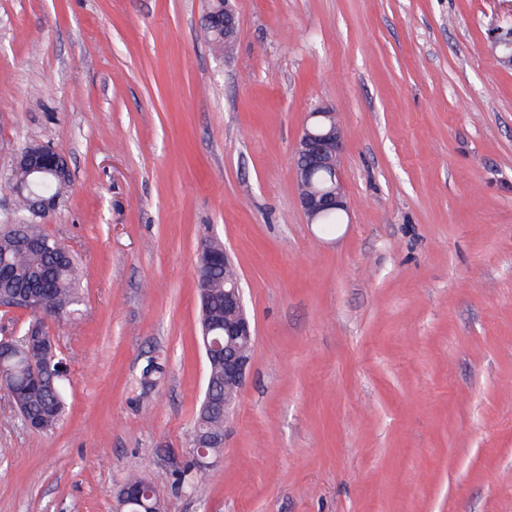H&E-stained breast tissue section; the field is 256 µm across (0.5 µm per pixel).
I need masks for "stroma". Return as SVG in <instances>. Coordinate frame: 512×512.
<instances>
[{"mask_svg":"<svg viewBox=\"0 0 512 512\" xmlns=\"http://www.w3.org/2000/svg\"><path fill=\"white\" fill-rule=\"evenodd\" d=\"M0 0V224L29 142L71 181L42 220L82 305L48 320L60 425L0 392V512H512V69L503 0ZM324 103L350 215L307 224L293 151ZM230 252L256 327L212 467L177 488L207 364L196 262ZM166 370L152 383L149 358ZM212 2V12L221 14L224 13V29L220 27L218 21H213L209 25L204 24L206 32L209 35L210 43L213 50L219 54L224 53V43L225 51H228L238 34V18L236 14V10L232 4L233 0H213ZM224 1V4L221 2ZM224 7V10H223ZM128 483H145V488L140 499L133 500L123 506V512H157L160 504L163 503L162 492L140 477H133Z\"/></svg>","mask_w":512,"mask_h":512,"instance_id":"stroma-1","label":"stroma"}]
</instances>
